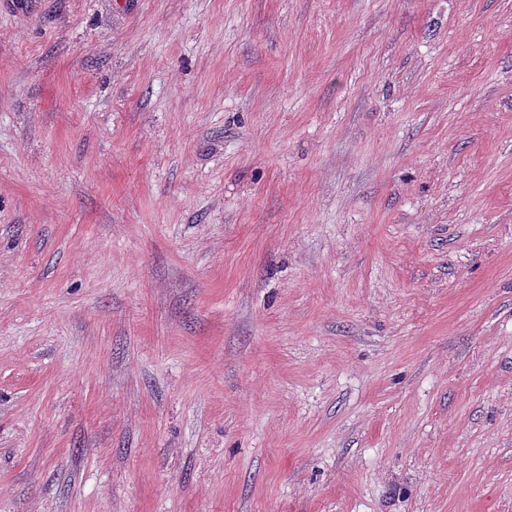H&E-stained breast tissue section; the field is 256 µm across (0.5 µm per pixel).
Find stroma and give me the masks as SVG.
<instances>
[{"mask_svg": "<svg viewBox=\"0 0 512 512\" xmlns=\"http://www.w3.org/2000/svg\"><path fill=\"white\" fill-rule=\"evenodd\" d=\"M0 512H512V0H0Z\"/></svg>", "mask_w": 512, "mask_h": 512, "instance_id": "obj_1", "label": "stroma"}]
</instances>
